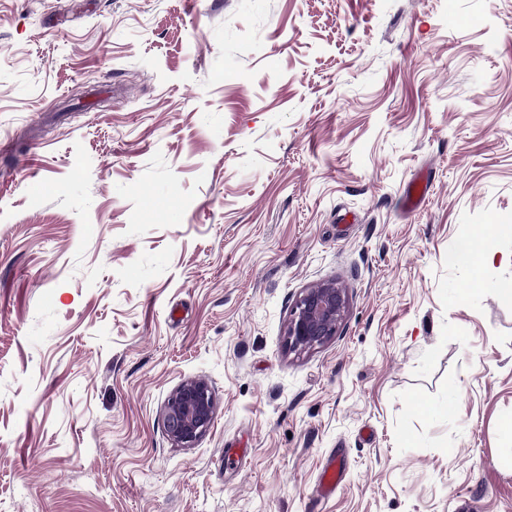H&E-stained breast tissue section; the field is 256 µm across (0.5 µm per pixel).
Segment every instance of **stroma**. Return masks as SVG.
Here are the masks:
<instances>
[{"instance_id":"obj_1","label":"stroma","mask_w":512,"mask_h":512,"mask_svg":"<svg viewBox=\"0 0 512 512\" xmlns=\"http://www.w3.org/2000/svg\"><path fill=\"white\" fill-rule=\"evenodd\" d=\"M1 129L0 512H512V0H0ZM492 236L465 237L458 244L450 260L472 267L476 272L495 263L497 250ZM347 305L346 289L335 281H324L307 288L294 303L288 317V351L305 352L336 336ZM215 399L205 379L179 385L168 397L162 421L168 437L180 447H191L211 427Z\"/></svg>"}]
</instances>
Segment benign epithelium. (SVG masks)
<instances>
[{"label": "benign epithelium", "instance_id": "7a95c632", "mask_svg": "<svg viewBox=\"0 0 512 512\" xmlns=\"http://www.w3.org/2000/svg\"><path fill=\"white\" fill-rule=\"evenodd\" d=\"M347 305L346 289L334 281L306 289L288 317V350L305 352L337 335ZM214 407V393L208 381L194 379L182 383L170 394L162 411L168 437L180 447L194 445L211 427Z\"/></svg>", "mask_w": 512, "mask_h": 512}]
</instances>
